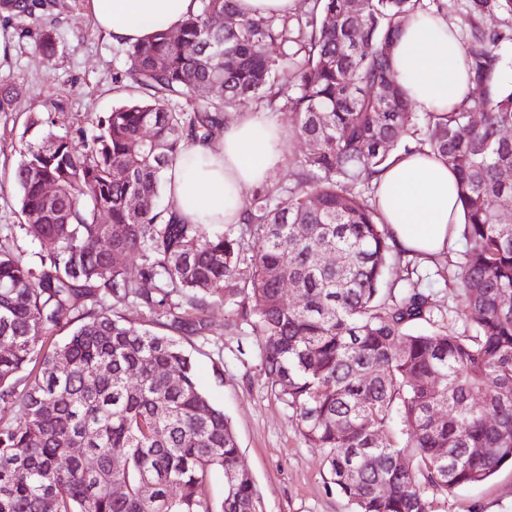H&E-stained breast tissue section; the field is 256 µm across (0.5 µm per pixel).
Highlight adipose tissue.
<instances>
[{
  "label": "adipose tissue",
  "instance_id": "ef3b65f1",
  "mask_svg": "<svg viewBox=\"0 0 512 512\" xmlns=\"http://www.w3.org/2000/svg\"><path fill=\"white\" fill-rule=\"evenodd\" d=\"M96 26L116 45L178 30L196 0H89ZM392 64L413 105L444 114L465 102L473 84L467 59L441 7L408 14ZM282 128L269 113L247 112L208 146L185 149L169 166L165 192L186 222L238 224L249 189L262 186L281 161ZM456 173L433 152L399 155L377 180L378 211L400 249L430 261L456 242L461 205Z\"/></svg>",
  "mask_w": 512,
  "mask_h": 512
}]
</instances>
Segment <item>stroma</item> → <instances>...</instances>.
<instances>
[{"label":"stroma","mask_w":512,"mask_h":512,"mask_svg":"<svg viewBox=\"0 0 512 512\" xmlns=\"http://www.w3.org/2000/svg\"><path fill=\"white\" fill-rule=\"evenodd\" d=\"M49 2L50 9L41 17L0 19L5 38L0 88L17 95L12 109L0 112V244L31 262L49 246L25 238L17 229L22 217L11 177L27 123L48 117L57 131L75 135L91 130L98 117L137 94L122 72V47L94 26L88 0ZM47 23L60 44L59 54L50 61L35 47ZM272 112L283 128L282 160L267 185L291 187L297 180V161L310 146L294 136L296 115L283 101H276ZM451 272L444 257L418 268L436 315L449 330L461 332L471 323L461 314L456 290L445 284ZM206 319V337L184 336L180 342L193 358L201 389L231 421L241 465L255 482L262 512H355L354 504L331 484L322 449L310 447L295 431L285 406L271 392L247 327L219 300L209 305ZM433 506L436 512H512V466L480 484L435 495Z\"/></svg>","instance_id":"stroma-1"}]
</instances>
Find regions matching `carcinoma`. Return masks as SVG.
<instances>
[{
	"mask_svg": "<svg viewBox=\"0 0 512 512\" xmlns=\"http://www.w3.org/2000/svg\"><path fill=\"white\" fill-rule=\"evenodd\" d=\"M310 2L302 16L239 18L234 0H198L177 35L126 46L125 74L144 96L113 108L83 144L30 120L42 135L14 169L18 229L55 247L30 264L0 245V402L16 407L0 425V512H261L231 422L177 339L208 329L213 300L250 327L271 391L356 512H435L427 491L512 464V140L502 137L512 85L493 80L506 35L491 24L512 0H469L489 21L464 47L483 97L421 125L389 47L423 0H359L355 21L350 0ZM46 7L0 0V15ZM216 17L233 23L215 27ZM37 49L58 55L51 27ZM279 92L311 144L296 187L252 193L243 222L221 228L158 209L165 170L224 132V107ZM183 97L205 104L171 107ZM406 136L458 174L465 247L452 282L469 335L434 327L421 289L384 288L393 245L356 186ZM252 241L264 247L252 253ZM326 252L340 263H322ZM125 303L165 332L125 320L114 311ZM32 361L38 370L24 373Z\"/></svg>",
	"mask_w": 512,
	"mask_h": 512,
	"instance_id": "obj_1",
	"label": "carcinoma"
}]
</instances>
